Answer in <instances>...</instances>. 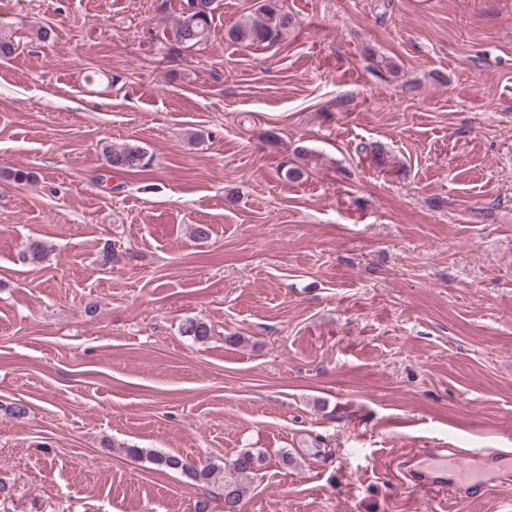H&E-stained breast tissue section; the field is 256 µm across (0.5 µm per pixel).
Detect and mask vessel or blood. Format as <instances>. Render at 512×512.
Returning <instances> with one entry per match:
<instances>
[{"label":"vessel or blood","mask_w":512,"mask_h":512,"mask_svg":"<svg viewBox=\"0 0 512 512\" xmlns=\"http://www.w3.org/2000/svg\"><path fill=\"white\" fill-rule=\"evenodd\" d=\"M468 466H459L458 452L420 448L407 456L401 470L416 490L441 496H477L494 484L507 485V471L498 453L482 448L468 450Z\"/></svg>","instance_id":"b4317fda"}]
</instances>
